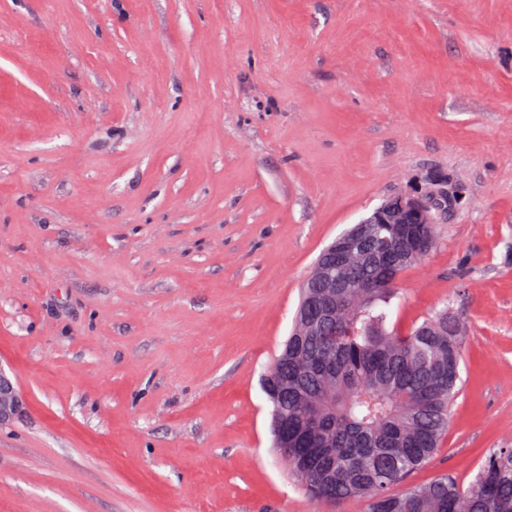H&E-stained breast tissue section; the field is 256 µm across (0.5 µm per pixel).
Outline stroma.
Returning a JSON list of instances; mask_svg holds the SVG:
<instances>
[{"label": "stroma", "instance_id": "1", "mask_svg": "<svg viewBox=\"0 0 512 512\" xmlns=\"http://www.w3.org/2000/svg\"><path fill=\"white\" fill-rule=\"evenodd\" d=\"M392 301L466 326L408 486L512 447V0H0V512H322L261 376L320 252L428 175ZM23 404L16 381L0 366V428L13 422L21 412Z\"/></svg>", "mask_w": 512, "mask_h": 512}]
</instances>
